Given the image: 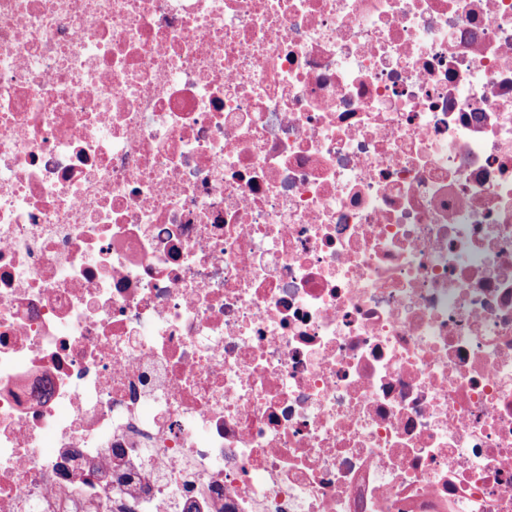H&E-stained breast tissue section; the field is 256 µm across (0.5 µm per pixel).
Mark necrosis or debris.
Wrapping results in <instances>:
<instances>
[{
    "label": "necrosis or debris",
    "instance_id": "obj_1",
    "mask_svg": "<svg viewBox=\"0 0 512 512\" xmlns=\"http://www.w3.org/2000/svg\"><path fill=\"white\" fill-rule=\"evenodd\" d=\"M0 512H512V0H0Z\"/></svg>",
    "mask_w": 512,
    "mask_h": 512
}]
</instances>
